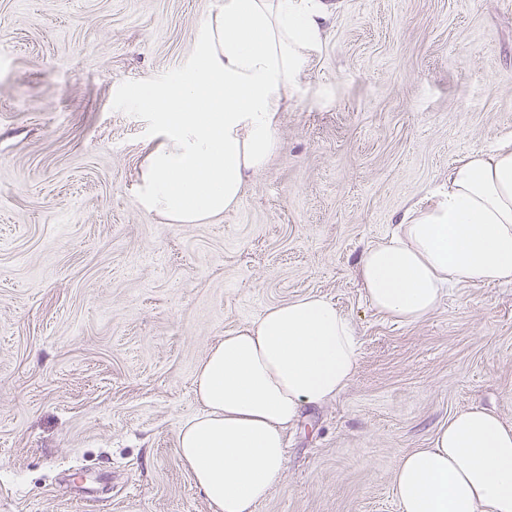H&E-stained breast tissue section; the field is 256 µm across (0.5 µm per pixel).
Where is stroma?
Wrapping results in <instances>:
<instances>
[{"mask_svg":"<svg viewBox=\"0 0 512 512\" xmlns=\"http://www.w3.org/2000/svg\"><path fill=\"white\" fill-rule=\"evenodd\" d=\"M220 0H0V512H213L177 452L198 365L305 294L353 323L255 512H400L398 458L472 406L512 425V285L386 319L356 266L469 151L512 136V0H333L282 147L203 224L138 205L130 91L188 71Z\"/></svg>","mask_w":512,"mask_h":512,"instance_id":"stroma-1","label":"stroma"}]
</instances>
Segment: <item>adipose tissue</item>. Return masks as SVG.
I'll use <instances>...</instances> for the list:
<instances>
[{"label": "adipose tissue", "mask_w": 512, "mask_h": 512, "mask_svg": "<svg viewBox=\"0 0 512 512\" xmlns=\"http://www.w3.org/2000/svg\"><path fill=\"white\" fill-rule=\"evenodd\" d=\"M327 15L320 0H221L192 71L137 87L132 101L159 138L140 171L143 210L199 224L237 206L281 146L285 91ZM357 272L370 305L401 323L425 319L459 284L512 285V138L459 159ZM358 365L354 325L314 294L267 307L210 348L193 380L202 411L176 440L213 512H254L282 479L288 426L343 393ZM393 489L401 512H512V425L483 407L450 415L429 447L399 458Z\"/></svg>", "instance_id": "obj_1"}]
</instances>
